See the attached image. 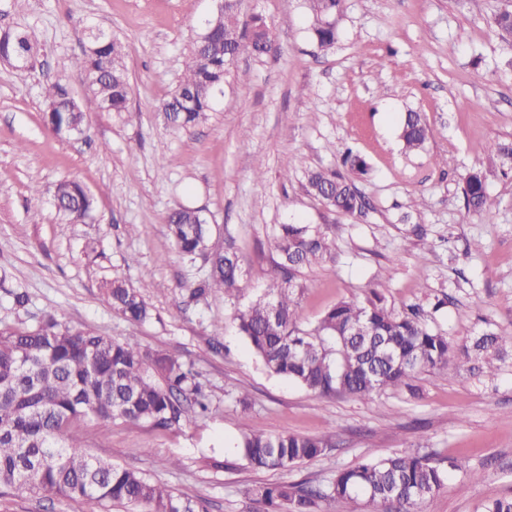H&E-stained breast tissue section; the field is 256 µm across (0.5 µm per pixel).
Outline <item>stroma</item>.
I'll list each match as a JSON object with an SVG mask.
<instances>
[{
  "mask_svg": "<svg viewBox=\"0 0 512 512\" xmlns=\"http://www.w3.org/2000/svg\"><path fill=\"white\" fill-rule=\"evenodd\" d=\"M500 0H346L334 47L313 39L304 0H242L241 21L263 16L276 46L241 58L207 119L167 125L159 103L217 0H0V28L34 30L32 69L0 64V322L19 315L11 291L26 292L29 316L59 312L77 328L191 362L208 386V417L179 428L84 421L80 443L94 456L144 473L205 503L208 512H264L253 486L320 480L336 468L404 450L465 460L478 479L450 472L423 512H476L512 496V359L497 375L446 379L419 373L418 397L388 391L371 400L320 396L270 372L240 335L237 307L263 294L280 224H311L335 242L333 260L307 268L296 297L300 324L342 300L385 286L388 306L449 303L434 328L466 343L484 326L512 332V162L487 149L512 142V49L489 17ZM126 40L130 111L101 112L71 67L90 29ZM63 79L79 102L86 134L60 138L45 125L44 83ZM423 113L431 135L406 152L402 113ZM364 215L329 209L306 189L313 170L349 175ZM263 179H256L255 166ZM486 176L497 201L468 210L464 180ZM79 182L95 199L91 219L70 222L55 185ZM201 209L213 243L244 259L236 296L185 304L203 262L167 248V216ZM38 223H30L31 212ZM118 276L138 288L151 316L131 323L112 311L100 284ZM248 394L249 406L238 402ZM329 437L336 446L288 472H261L238 452L243 436ZM0 512H102L93 501L0 494Z\"/></svg>",
  "mask_w": 512,
  "mask_h": 512,
  "instance_id": "35a3bbf8",
  "label": "stroma"
}]
</instances>
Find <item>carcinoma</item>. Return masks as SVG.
I'll return each instance as SVG.
<instances>
[{
  "label": "carcinoma",
  "mask_w": 512,
  "mask_h": 512,
  "mask_svg": "<svg viewBox=\"0 0 512 512\" xmlns=\"http://www.w3.org/2000/svg\"><path fill=\"white\" fill-rule=\"evenodd\" d=\"M311 30L323 49L336 41V17L345 0H305ZM240 0L208 20L184 60L182 76L158 110L168 113L178 129H190L214 110L224 83L242 55L263 57L275 47L260 16L241 25ZM493 23L499 39L512 47V4L499 10ZM34 32L9 29L0 33V58L35 56ZM129 46L115 35L90 30L89 47L72 62L88 81L86 90L101 112L130 111L131 85L126 66ZM47 101L44 122L59 137L84 131V114L70 89L51 82L43 87ZM405 150L424 149L429 128L418 112H408L399 127ZM308 192L331 209L345 214L365 208L354 184L334 171L310 172ZM468 208L490 212L495 201L485 176L470 173L464 181ZM57 209L68 217L87 218L94 198L72 180L55 188ZM168 244L184 258L206 255L211 225L199 211L180 207L167 217ZM278 259L269 271V288L236 310L239 333L274 374L320 396L347 394L371 398L388 389L415 395L422 370L454 375L470 370L493 376L512 350V334L486 331L463 345L431 329V312L409 304L399 311L385 303L383 289L374 288L362 302L340 301L316 323L303 327L295 316V295L302 271L332 257L334 244L317 227L280 224L275 234ZM243 262L232 246L208 262L204 275L185 288L187 303L199 304L213 293L242 288ZM112 310L124 319L142 322L150 309L140 291L115 278L103 282ZM211 410L206 386L192 365L143 346L136 337L119 341L92 329L74 328L56 313L36 323L0 327V489L89 500L110 512L115 504L137 512H207L187 497L145 475L88 454L79 443L80 422L95 419L147 423L157 429L178 428ZM331 448L328 438L271 436L254 431L243 439L241 452L256 470L285 471ZM464 471L457 460L443 467L428 453L402 451L356 467L338 468L317 484L307 482L259 485L249 494L267 512H322L325 503L350 505L360 500L379 512H422L421 504L447 482L450 471Z\"/></svg>",
  "instance_id": "obj_1"
}]
</instances>
